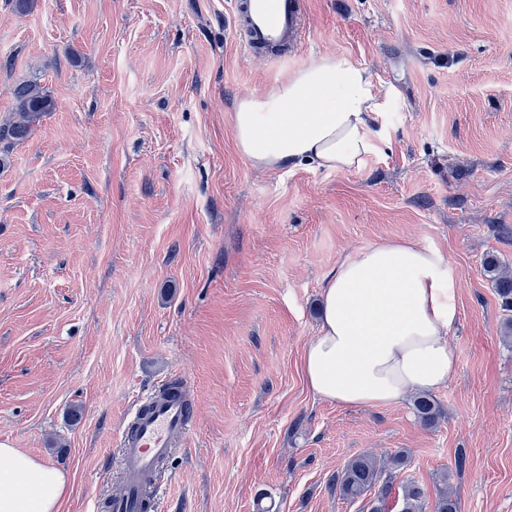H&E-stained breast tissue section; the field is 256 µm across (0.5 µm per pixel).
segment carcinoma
I'll return each mask as SVG.
<instances>
[{
  "mask_svg": "<svg viewBox=\"0 0 512 512\" xmlns=\"http://www.w3.org/2000/svg\"><path fill=\"white\" fill-rule=\"evenodd\" d=\"M15 108L11 117L0 123V167L10 153V148L27 140L42 117L53 110L54 102L48 90L36 81H26L13 89ZM483 270L488 275L501 302V308L512 312V271L500 262L498 257L487 253L483 259ZM417 417L426 425L436 424L439 417L437 403L427 397L414 402ZM406 456L399 451L386 460L362 453L347 462L333 478L339 496L355 502L368 492L378 489L376 498L371 501L369 512H387L386 501L391 490L390 479L384 473L396 472L404 467ZM403 508L400 512H460V501L448 492V485L437 488L434 504L425 503L424 493L415 482L409 480L403 486Z\"/></svg>",
  "mask_w": 512,
  "mask_h": 512,
  "instance_id": "obj_1",
  "label": "carcinoma"
}]
</instances>
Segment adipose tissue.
Returning <instances> with one entry per match:
<instances>
[{"label":"adipose tissue","mask_w":512,"mask_h":512,"mask_svg":"<svg viewBox=\"0 0 512 512\" xmlns=\"http://www.w3.org/2000/svg\"><path fill=\"white\" fill-rule=\"evenodd\" d=\"M377 92L345 55L322 56L271 90L240 100L236 145L263 168L308 163L361 168L375 147ZM455 282L436 250L390 239L342 260L322 289L318 334L302 362L309 389L344 407L384 406L447 386ZM68 489L57 468L0 444V512H58Z\"/></svg>","instance_id":"ef3b65f1"}]
</instances>
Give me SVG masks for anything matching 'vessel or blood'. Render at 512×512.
Returning <instances> with one entry per match:
<instances>
[{"mask_svg": "<svg viewBox=\"0 0 512 512\" xmlns=\"http://www.w3.org/2000/svg\"><path fill=\"white\" fill-rule=\"evenodd\" d=\"M232 16V31L248 53L279 64L295 60L303 36L299 0H232ZM192 423L182 396L158 391L144 399L119 435L123 489L109 512H141L145 493L159 484V462L184 444Z\"/></svg>", "mask_w": 512, "mask_h": 512, "instance_id": "obj_1", "label": "vessel or blood"}]
</instances>
